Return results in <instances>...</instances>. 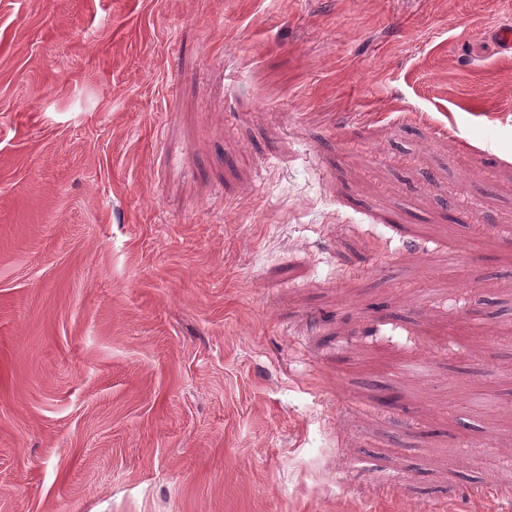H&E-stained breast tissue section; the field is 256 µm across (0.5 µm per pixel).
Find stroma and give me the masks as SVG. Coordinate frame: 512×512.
Returning a JSON list of instances; mask_svg holds the SVG:
<instances>
[{
    "mask_svg": "<svg viewBox=\"0 0 512 512\" xmlns=\"http://www.w3.org/2000/svg\"><path fill=\"white\" fill-rule=\"evenodd\" d=\"M506 25L0 0V512H507Z\"/></svg>",
    "mask_w": 512,
    "mask_h": 512,
    "instance_id": "obj_1",
    "label": "stroma"
}]
</instances>
